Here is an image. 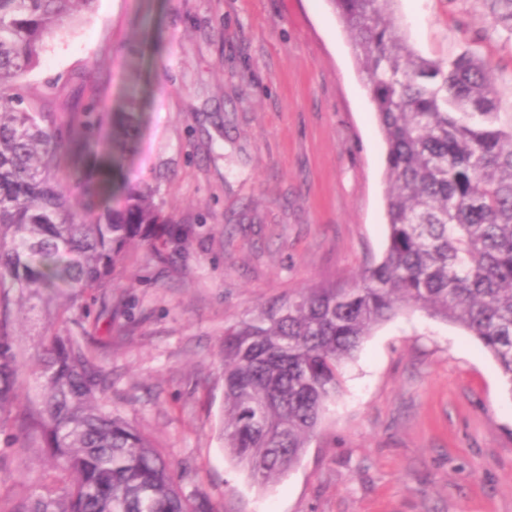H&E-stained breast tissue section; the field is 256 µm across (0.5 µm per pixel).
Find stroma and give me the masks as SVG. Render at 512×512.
<instances>
[{"label":"stroma","mask_w":512,"mask_h":512,"mask_svg":"<svg viewBox=\"0 0 512 512\" xmlns=\"http://www.w3.org/2000/svg\"><path fill=\"white\" fill-rule=\"evenodd\" d=\"M428 58L473 48L512 117V43L484 0H397ZM34 110L140 116L121 172L187 251L134 249L92 297L112 405L217 512H512V394L460 327L405 310L368 336L297 464L261 487L224 451V328L302 289L351 283L386 248L385 146L327 0H96L22 80ZM43 465L0 441V505Z\"/></svg>","instance_id":"1"}]
</instances>
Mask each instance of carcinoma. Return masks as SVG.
<instances>
[{"label": "carcinoma", "instance_id": "carcinoma-1", "mask_svg": "<svg viewBox=\"0 0 512 512\" xmlns=\"http://www.w3.org/2000/svg\"><path fill=\"white\" fill-rule=\"evenodd\" d=\"M95 0H0V434L45 463L7 512H216L186 490L159 446L112 411L106 344L87 334L86 298L112 287L131 248L169 262L191 229L169 224L148 192L118 174L134 116L113 129L104 174L69 157L79 141L10 93L45 41ZM396 0H328L357 51L386 146V249L350 288L290 295L224 328L221 436L260 487L316 434L363 341L411 307L463 328L494 358L512 395V124L499 125L488 65L464 48L429 60L405 42ZM512 35V0H488ZM93 112L74 114L88 131ZM70 168L76 199L58 174ZM94 214L92 222L79 215ZM40 321L18 343L17 306ZM69 329L52 334L43 315Z\"/></svg>", "mask_w": 512, "mask_h": 512}]
</instances>
